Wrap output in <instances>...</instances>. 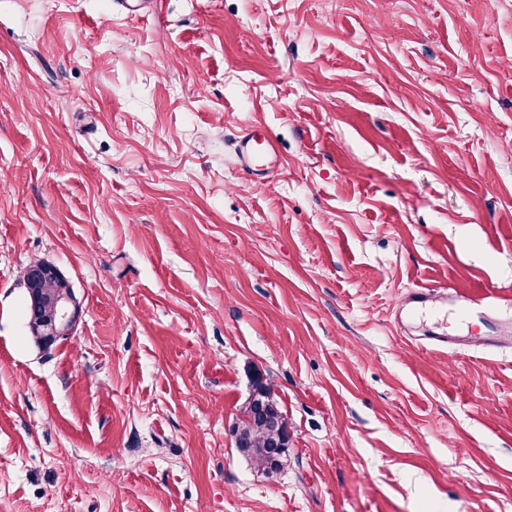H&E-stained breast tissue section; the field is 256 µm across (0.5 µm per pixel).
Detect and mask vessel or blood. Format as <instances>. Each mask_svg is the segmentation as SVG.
I'll use <instances>...</instances> for the list:
<instances>
[{
    "label": "vessel or blood",
    "instance_id": "obj_1",
    "mask_svg": "<svg viewBox=\"0 0 512 512\" xmlns=\"http://www.w3.org/2000/svg\"><path fill=\"white\" fill-rule=\"evenodd\" d=\"M277 155L276 145L270 136L258 128L241 132L237 141V158L241 168L257 177L268 176L273 171V160ZM454 305L446 290L435 286H422L409 290L398 309L397 323L406 326L409 317L414 313L434 314L438 318L447 313L449 306ZM457 306V305H454ZM498 304L492 297L479 298L476 304L458 305L463 319L474 316L486 318V331L483 336L473 337L469 333L452 334L447 330L446 323L438 321L425 331L421 341L423 344L436 347L457 349L479 343L489 350H498L512 346V320L506 318L490 319L489 314L497 309Z\"/></svg>",
    "mask_w": 512,
    "mask_h": 512
}]
</instances>
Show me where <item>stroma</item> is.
<instances>
[{"label": "stroma", "instance_id": "stroma-1", "mask_svg": "<svg viewBox=\"0 0 512 512\" xmlns=\"http://www.w3.org/2000/svg\"><path fill=\"white\" fill-rule=\"evenodd\" d=\"M0 0V512H512V4ZM249 126L267 181L239 168ZM79 305L42 350L21 275ZM275 479L231 429L255 377ZM237 158L241 168L257 177H266L273 171L276 145L260 128L245 129L237 141ZM445 287L420 286L409 290L398 309L397 323L401 328L407 326L408 318L416 313L434 314L436 316L447 314L448 306H454L463 318L462 324L467 326V321L475 315H480L486 324V331L483 336H473L461 332L458 334H448L447 322H437L434 326L425 331L423 336H419L418 340L423 344L436 348H448L456 350L470 346L474 339L482 346L489 350H498L511 346L512 342V326L508 318H498L489 321L490 312L494 309L501 308L502 305L491 296L471 300L477 301L478 308L470 306L469 302L458 304L451 298V294L446 292Z\"/></svg>", "mask_w": 512, "mask_h": 512}]
</instances>
